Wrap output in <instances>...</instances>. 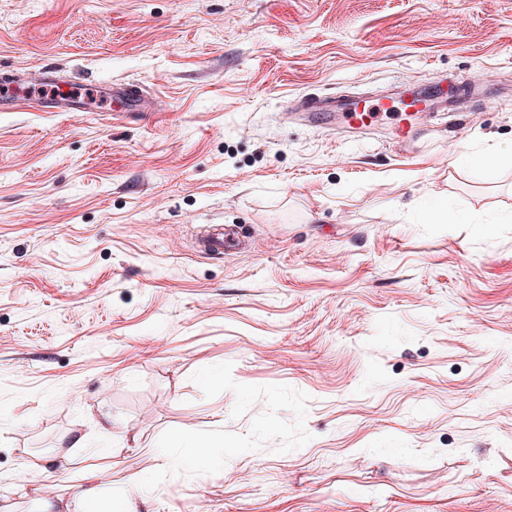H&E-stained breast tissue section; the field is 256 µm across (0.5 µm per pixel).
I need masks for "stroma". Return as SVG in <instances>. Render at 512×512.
I'll list each match as a JSON object with an SVG mask.
<instances>
[{"label": "stroma", "instance_id": "obj_1", "mask_svg": "<svg viewBox=\"0 0 512 512\" xmlns=\"http://www.w3.org/2000/svg\"><path fill=\"white\" fill-rule=\"evenodd\" d=\"M43 68L84 111H40ZM2 75L25 100L0 111L14 512L90 467L144 478L135 512L512 504V0H0ZM461 81L482 99L410 150L396 107L361 134L287 112ZM129 82L148 106L108 96ZM441 203L466 222L423 223ZM213 224L241 250L199 253ZM71 433L53 477L25 470ZM195 436L219 463L175 462Z\"/></svg>", "mask_w": 512, "mask_h": 512}]
</instances>
